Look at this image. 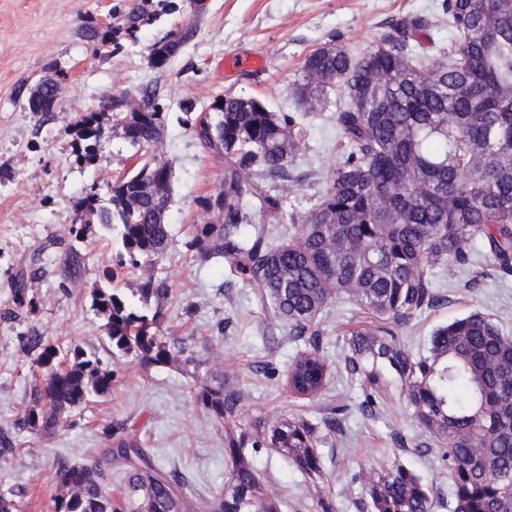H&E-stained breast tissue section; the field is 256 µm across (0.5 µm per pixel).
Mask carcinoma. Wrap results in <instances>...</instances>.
<instances>
[{
	"label": "carcinoma",
	"instance_id": "obj_1",
	"mask_svg": "<svg viewBox=\"0 0 512 512\" xmlns=\"http://www.w3.org/2000/svg\"><path fill=\"white\" fill-rule=\"evenodd\" d=\"M448 25L455 34L448 63H422L412 43L429 38L420 16L393 20L378 43L359 60L342 49L318 48L305 58L296 86L307 94L310 77L326 78L314 94L326 97L342 83L349 105L336 121L349 147L329 185L298 235L278 243L251 233L246 198L259 213L282 216V198L272 194L288 179V165L300 146L294 114L273 112L262 102L245 105L224 99V145L219 149L201 125L198 136L224 157L223 222L196 225L189 249L222 258L274 320L296 336H310L309 349L289 366L291 390L315 396L327 382L328 364L313 330L336 299L347 297L370 314L371 322L349 332L346 370L359 381L363 410L371 412L400 387L412 419L444 445L455 512H512V336L478 313L435 328L427 353L417 354L395 327L435 303L433 284L447 267L473 264L468 242H487L489 257L512 273V0H447ZM377 74L387 84L367 91ZM54 77L28 92L31 112L54 105ZM103 112L79 118L76 161L93 165L104 136ZM122 138L141 142L139 164L104 183L108 205L94 192L79 211L96 213L100 224L117 232L119 250L106 284H94L92 306L104 317L112 354L145 367L180 358L185 347L161 333L168 284L152 272L167 253L171 235L167 214L145 195L140 178L167 163L157 158L165 116L154 106L150 121L140 113L121 116ZM42 250L12 278L15 304L31 313L26 283L37 278ZM144 269L136 287H114L122 270ZM66 269L77 277L81 253L70 246ZM27 352L44 380L34 386L20 430L51 437L71 413L93 397L112 394L114 370L78 345L61 350L34 333ZM214 418L225 424L227 480L212 500L187 492L178 469H160L122 423L103 426L109 444L83 463L59 458L55 464L54 512H281L246 455L247 434L235 418L239 397L224 388L216 371L195 393ZM315 427L300 417H282L264 443L288 458L309 478L323 475ZM123 469V491L109 488L112 465ZM373 512H430L425 484L402 464L387 467L368 486Z\"/></svg>",
	"mask_w": 512,
	"mask_h": 512
}]
</instances>
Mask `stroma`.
Masks as SVG:
<instances>
[{"mask_svg": "<svg viewBox=\"0 0 512 512\" xmlns=\"http://www.w3.org/2000/svg\"><path fill=\"white\" fill-rule=\"evenodd\" d=\"M405 15L429 23L422 46L427 64L445 61L451 40L444 0H205L201 6L196 0H0V436H9L15 448L14 455L0 457V492L26 489L19 512H53L57 455L80 462L99 454L106 445L102 428L111 421L127 424L158 465L185 473L194 496L212 497L230 468L224 425L197 403L195 392L216 370L239 395L238 418L250 439L285 414L317 426L322 478L309 479L271 448L252 455L267 490L282 499V512H370V474L396 463L427 484L432 512H453L439 444L413 424L404 394L393 392L374 412L361 409V389L343 357L346 334L369 319L364 310L342 299L325 310L318 330L330 370L326 389L315 398L295 395L286 371L305 341L269 319L224 260L200 258L186 247L194 225L209 218L205 202L220 188L224 159L198 138L195 116L186 115L183 103L193 102L202 113L219 96H254L273 111L297 115L302 142L290 180L278 185L286 216L251 215L252 223L283 240L297 233L347 151L336 126L347 92L332 91L315 106L293 92L306 55L335 46L360 59L392 19ZM89 27L98 40L86 38ZM189 28L193 37L169 64L152 67L153 45ZM229 56L257 58L261 65L232 69L224 64ZM57 74L64 80L53 111L21 106L19 84ZM146 90L165 112L160 156L173 170L172 244L155 267L171 288L163 329L186 342L200 361L195 369L178 362L146 368L112 356L104 319L91 307L94 283L112 266V236L77 204L126 173L136 156L120 132L109 131L96 164L80 165L72 124L77 113L97 109L103 99ZM85 223L92 234L74 243L71 226ZM72 245L84 268L70 279L65 251ZM39 247L44 272L28 283L39 305L31 315L16 307L12 277ZM436 291L432 308L398 328L414 349L425 350L437 326L472 313L489 316L512 335V276H502L491 260L449 270ZM33 333L64 348L80 345L117 371L111 396L93 398L75 413L74 426L48 439L16 426L42 375L19 343ZM336 405L346 412L339 428L330 430L322 420Z\"/></svg>", "mask_w": 512, "mask_h": 512, "instance_id": "1", "label": "stroma"}]
</instances>
